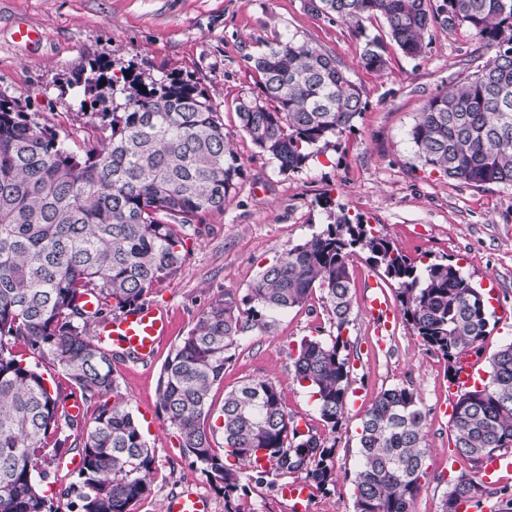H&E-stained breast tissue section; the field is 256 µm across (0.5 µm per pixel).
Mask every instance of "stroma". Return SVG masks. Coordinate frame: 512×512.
<instances>
[{
	"mask_svg": "<svg viewBox=\"0 0 512 512\" xmlns=\"http://www.w3.org/2000/svg\"><path fill=\"white\" fill-rule=\"evenodd\" d=\"M309 0H0V95L37 113L78 154L100 147L107 132L98 117L81 112L76 82L91 63L110 74L158 81L179 74L204 87L234 134L246 176L223 210L207 214L199 228L184 231L187 256L146 296L162 305L171 334L161 340L153 364L115 362L118 391L136 417H149L142 432L155 455L152 492L137 512H165L185 489L202 494L211 512H224V494L184 456L179 437L159 410L163 365L199 315L227 295H243L261 268L303 243L338 211L361 218L411 258L451 261L491 296L492 317L478 355L481 369L512 341V187H475L421 167L407 132L427 101L466 81L490 57L467 27L435 30L417 58L391 50L386 70L359 64L361 43L348 25L312 13ZM35 27L33 45L15 42L18 24ZM294 35L335 55L362 87L367 103L338 150L310 162L299 174L280 173L276 162L239 132L240 95L256 92L251 56ZM350 341L352 394L336 432L319 419L308 391L295 377L292 350L305 336H326L334 327L319 295L283 316L274 333L244 337L210 398L250 379H267L282 392L303 434L336 440L337 482L331 492L311 490L306 512H354L349 481L357 465V434L366 408L380 391L397 385L417 390L429 444L426 474L414 512H442L450 474H474L457 454L448 406L447 366L397 319L377 336L368 308L372 294L393 300L379 273L354 256Z\"/></svg>",
	"mask_w": 512,
	"mask_h": 512,
	"instance_id": "obj_1",
	"label": "stroma"
}]
</instances>
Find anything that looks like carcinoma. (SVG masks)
I'll return each instance as SVG.
<instances>
[{"label":"carcinoma","instance_id":"cac0c4a2","mask_svg":"<svg viewBox=\"0 0 512 512\" xmlns=\"http://www.w3.org/2000/svg\"><path fill=\"white\" fill-rule=\"evenodd\" d=\"M310 11L348 24L362 41L360 65L381 73L387 44L420 56L435 28L466 26L494 55L465 82L427 101L407 133L421 167L475 186H512V0H310ZM381 20L385 36L370 35ZM258 93L238 99V127L283 174L297 173L354 129L363 91L334 55L287 36L251 57ZM80 111L101 112L109 131L99 151H70L37 114L0 99V512H136L152 491L154 455L118 394L119 353L92 328L138 305L185 260L186 227L222 211L245 169L220 113L197 84L170 77L149 84L100 66L78 77ZM122 102H116V98ZM359 253L394 287L408 325L454 370L480 351L489 327L484 293L459 267L416 260L346 213L265 266L246 293L212 304L181 338L160 376L159 406L183 453L224 492L226 512L246 507L250 484L275 486L300 475L319 490L336 484V448L305 436L271 381L252 379L213 409L231 350L249 332H273L314 290L336 333L305 336L294 376L323 426L344 415L351 379V258ZM96 301L89 311L85 297ZM23 343L34 355L14 351ZM49 364L71 391L50 390ZM112 395L90 423L71 414L74 395ZM418 394H378L358 434L351 483L354 512H413L428 444ZM459 455L480 467L512 447V342L489 358L487 380L462 394L451 417ZM221 435L223 453L215 450ZM81 460L79 483L53 489L63 455ZM474 477L452 481L443 512L462 500L481 506Z\"/></svg>","mask_w":512,"mask_h":512}]
</instances>
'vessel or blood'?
I'll use <instances>...</instances> for the list:
<instances>
[{
    "label": "vessel or blood",
    "mask_w": 512,
    "mask_h": 512,
    "mask_svg": "<svg viewBox=\"0 0 512 512\" xmlns=\"http://www.w3.org/2000/svg\"><path fill=\"white\" fill-rule=\"evenodd\" d=\"M170 323L165 310L156 305H140L112 318L96 331L102 343L113 344L131 358L148 364L154 359L158 345L168 336ZM478 373L475 359H468L459 368L448 389L449 396H456L469 388ZM167 512H209L205 498L194 492H184L168 504Z\"/></svg>",
    "instance_id": "obj_1"
}]
</instances>
